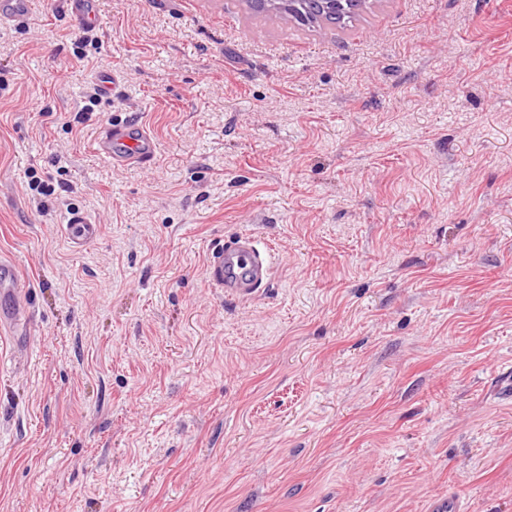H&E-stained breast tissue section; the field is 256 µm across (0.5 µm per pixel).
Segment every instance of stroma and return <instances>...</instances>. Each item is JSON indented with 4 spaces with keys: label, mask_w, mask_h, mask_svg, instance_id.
Returning a JSON list of instances; mask_svg holds the SVG:
<instances>
[{
    "label": "stroma",
    "mask_w": 512,
    "mask_h": 512,
    "mask_svg": "<svg viewBox=\"0 0 512 512\" xmlns=\"http://www.w3.org/2000/svg\"><path fill=\"white\" fill-rule=\"evenodd\" d=\"M99 9L0 25V512H512V0ZM120 118L152 165L96 155ZM98 0H67L75 25L83 29L94 28L98 21ZM246 0V6L255 14L275 13L288 19H293L302 26L318 24L320 19V10L322 15L328 16L329 24L339 27H345L360 17V12L365 7L364 0H340L341 7H337L338 0ZM64 236L75 250H81L95 240L99 233V225L81 212H72L64 225ZM212 288L248 298L258 293L272 275L270 255L257 237L235 235L213 250L207 261Z\"/></svg>",
    "instance_id": "35a3bbf8"
}]
</instances>
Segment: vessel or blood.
Here are the masks:
<instances>
[{
    "instance_id": "1",
    "label": "vessel or blood",
    "mask_w": 512,
    "mask_h": 512,
    "mask_svg": "<svg viewBox=\"0 0 512 512\" xmlns=\"http://www.w3.org/2000/svg\"><path fill=\"white\" fill-rule=\"evenodd\" d=\"M75 25L94 28L98 21L97 0H67ZM31 16V0H0V23L20 25ZM97 154L115 165L152 164L157 154L153 135L133 121L120 120L102 128L95 140ZM99 226L87 215L73 212L66 219L64 236L75 249L95 240ZM211 287L225 294L248 298L258 293L272 275L270 255L258 238L236 235L213 250L207 261Z\"/></svg>"
}]
</instances>
